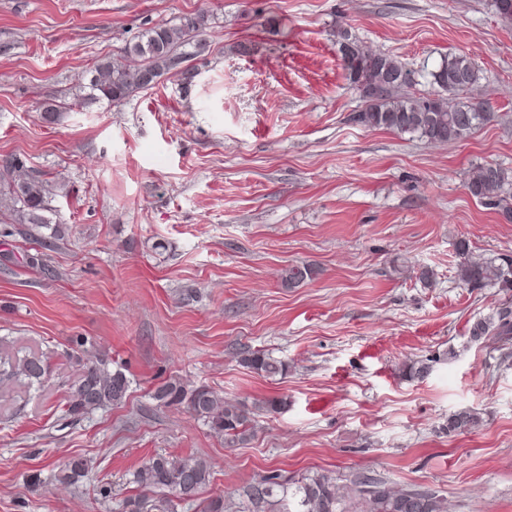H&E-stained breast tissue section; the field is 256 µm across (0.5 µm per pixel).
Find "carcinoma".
Returning <instances> with one entry per match:
<instances>
[{
  "label": "carcinoma",
  "instance_id": "cac0c4a2",
  "mask_svg": "<svg viewBox=\"0 0 512 512\" xmlns=\"http://www.w3.org/2000/svg\"><path fill=\"white\" fill-rule=\"evenodd\" d=\"M211 15L201 10L184 14L171 25H157L145 30L138 39L125 46L119 57L96 62L75 88V104L87 106L104 102L119 106L136 92L148 88L141 74L149 72L154 81L165 75L178 77L188 85L194 79L192 69L184 66L200 46ZM336 45L350 85L357 90L364 107L351 113L349 120L367 128H381L409 134L428 144L460 140L475 129L491 122L495 113L489 105L473 97L459 98L480 80L476 64L465 55H452L430 72L438 90L426 95L411 92L414 74L399 60L386 53L366 49L346 27L336 30ZM24 162L18 155L0 159V223L18 224L29 237L50 231L49 237L61 239L68 231L65 224L53 222L52 201L58 187L36 175L19 176ZM464 187L480 202L500 211L512 220V178L493 164L477 165L468 171ZM458 257L457 277L472 288L496 285L512 289V259L477 256L469 243L455 244ZM317 269L311 264L292 265L281 275V286L298 288L313 280ZM473 341L512 340V308L502 307L478 320L470 328ZM87 340L73 341L67 356L82 364L80 376L69 385L66 414L74 419L112 405L123 403L130 380L120 368H112L107 354L97 352L83 362ZM240 362L248 369L267 377L284 376L288 365L261 350L247 349ZM48 372L44 356L29 348H14L0 340V383L20 382L32 387L42 382ZM159 404L182 406L204 422L227 447L238 446L253 432L255 415L276 414L287 406L284 397L270 398L250 407L233 402L208 386L188 388L179 381H167L152 392ZM482 422L477 411L455 412L448 416V434L471 431ZM90 472L87 460L68 462L59 481L75 485ZM210 465L200 457L156 455L149 458L134 475L141 492L128 497L123 512H177V502L194 499L210 481ZM244 494L252 512H405L403 496L416 494L422 502L421 512H450L448 499L434 492L399 488L380 479L359 477L339 488L328 472L303 475L282 483L276 474L265 475L250 484ZM231 502L222 495L200 504V512H228Z\"/></svg>",
  "mask_w": 512,
  "mask_h": 512
}]
</instances>
